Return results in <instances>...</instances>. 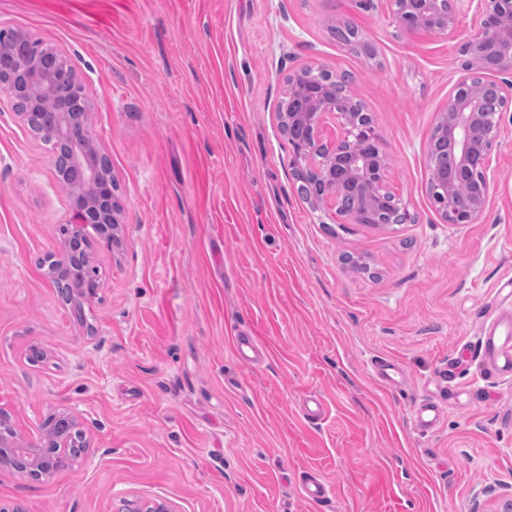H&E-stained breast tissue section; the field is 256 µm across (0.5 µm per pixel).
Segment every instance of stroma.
<instances>
[{"label": "stroma", "mask_w": 512, "mask_h": 512, "mask_svg": "<svg viewBox=\"0 0 512 512\" xmlns=\"http://www.w3.org/2000/svg\"><path fill=\"white\" fill-rule=\"evenodd\" d=\"M452 7L447 33L410 35L388 0H0V28L71 64L125 211L121 248L92 243L102 286L78 323L38 263L68 217L54 155L0 93V411L34 444L70 412L89 443L38 480L0 466V512H504L512 376L477 342L512 318V112L485 213L443 223L427 146L474 25ZM343 22L374 57L331 36ZM304 66L347 74L411 223L298 194L274 113ZM427 399L443 413L420 433ZM307 473L325 499L302 500Z\"/></svg>", "instance_id": "stroma-1"}]
</instances>
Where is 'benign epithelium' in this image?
Segmentation results:
<instances>
[{
	"mask_svg": "<svg viewBox=\"0 0 512 512\" xmlns=\"http://www.w3.org/2000/svg\"><path fill=\"white\" fill-rule=\"evenodd\" d=\"M397 25L407 33L420 31L445 33L454 23L448 0H389ZM474 30L460 47L461 66L470 76L457 82L448 105L438 113L428 142L429 159L441 153L452 159L453 175L437 173L429 190L441 220L448 224H475L484 213L491 197L487 170L490 155L500 134L503 113L512 109V0H474ZM16 41H25L33 49L24 63L23 77L33 101L48 99L54 78L42 64L39 43L23 29L0 34V55L11 51ZM311 66L302 67L288 76L286 94L297 101L294 110L275 112L281 132L299 133L292 143V167L306 176L311 192L310 202L317 208L337 209L353 221L358 212L348 211L344 199L355 196L363 206L390 202L395 216L383 214L382 225L405 224L410 213L398 196L383 184L387 155L382 138L364 111L348 106L352 97L340 90L332 80L318 81ZM493 73L496 80L484 74ZM59 124L35 135L56 149L63 144L73 147V159L84 168L81 185L69 194V233L60 239L55 257L59 266L51 272L53 281L64 277L70 269L78 280L69 283L76 291L100 288V273L89 254L73 248L75 235L95 232L116 247L123 244L121 224L123 207L115 183L100 180L93 157L103 156L89 122L69 123L65 105H59ZM341 120L346 135L338 137L329 131L330 124ZM78 445L67 433L44 435L40 448L59 449V465L70 458L69 449ZM26 455L31 464L39 463V448L22 442L7 415L0 412V463Z\"/></svg>",
	"mask_w": 512,
	"mask_h": 512,
	"instance_id": "1",
	"label": "benign epithelium"
}]
</instances>
